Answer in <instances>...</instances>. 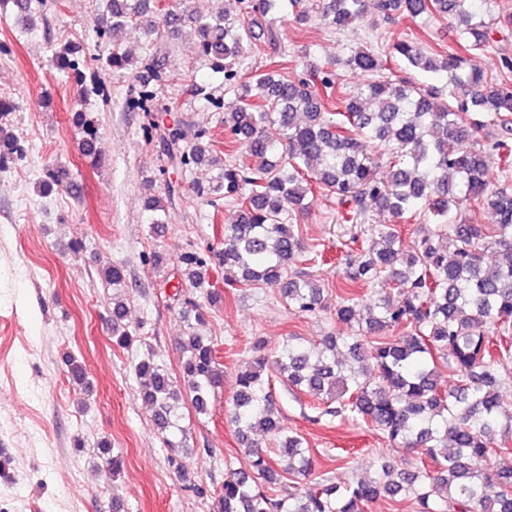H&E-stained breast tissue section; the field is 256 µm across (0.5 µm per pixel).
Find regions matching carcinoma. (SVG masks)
Wrapping results in <instances>:
<instances>
[{
    "label": "carcinoma",
    "instance_id": "carcinoma-1",
    "mask_svg": "<svg viewBox=\"0 0 512 512\" xmlns=\"http://www.w3.org/2000/svg\"><path fill=\"white\" fill-rule=\"evenodd\" d=\"M492 0H288L292 22L302 27L312 14L343 30L370 20L392 21L447 16L454 21L459 50L428 52L417 41L399 38L391 53L412 70L436 74L442 87L408 76L381 75L383 62L371 47L354 49L336 64L368 72L374 79L344 100V111L326 112L318 87L334 85L332 64L306 66L305 76L260 73L237 81L248 52L281 50L279 33L262 19L278 12L277 0H238L239 14L222 11L194 15L158 8L152 0H104L99 37L108 41L104 67L114 75L134 72L141 83L129 104L146 109L150 84L167 72L166 54L149 51L138 60L112 33L144 30L161 40L188 25L197 33V54L224 84L236 91L239 106L224 113V128L235 154L213 153L207 130L193 122L170 128H145L147 140L159 137L163 150L185 168L209 165L214 181L196 193L216 201L218 194L240 201L232 223L224 225V245L192 247L180 254L176 269L186 291L176 293L178 314L187 333L180 345L179 378L166 364L151 359L134 363L138 391L162 435L170 462L182 470L187 450L183 412H207L211 396L224 388V365L217 344L196 332L211 308L223 300L212 282L224 269V284L262 285L280 290L283 300L302 315L327 310L321 279L297 263L311 262L298 220L311 208L315 189L336 197L344 222L370 209L389 212L398 221L420 218L411 249H403L395 224L373 228L369 247L347 262L349 291L336 304L334 318L350 334L328 332L318 343L288 342L270 356L258 337L255 354L235 380L228 417L248 467L231 472L216 489L194 480L187 487L210 497L214 512H364L380 498H400L416 512H512V380L502 377L501 362L512 357V151L500 141L491 153L481 131L492 125L512 133V79H495L467 65L464 55L484 51L501 29H512V15L484 18ZM13 7L16 22L35 29L32 0H0V12ZM57 69L82 86L103 89L87 77L75 47L64 44L53 55ZM74 124L84 156L98 159L99 129L81 112ZM279 128V138L266 127ZM30 149L0 126V169L25 162ZM483 208L488 224H468L459 206ZM175 204L174 191L146 197L152 229L165 225ZM497 259L486 261L488 251ZM115 289L125 287L123 267L100 271ZM395 286L401 300L390 301ZM371 287L361 297L359 286ZM112 345L130 350L144 342L143 322L128 319L127 298L112 294ZM74 385L89 390L81 366L66 356ZM446 367L454 382L438 379ZM277 377L289 391L317 400L313 420H333L345 411L382 434L388 445L415 455L409 469L394 467L380 455L369 475L338 484L314 476V458L303 438L287 430L271 388ZM104 464L116 477L122 456L107 440L98 442ZM295 490L282 495L273 486L284 477Z\"/></svg>",
    "mask_w": 512,
    "mask_h": 512
}]
</instances>
